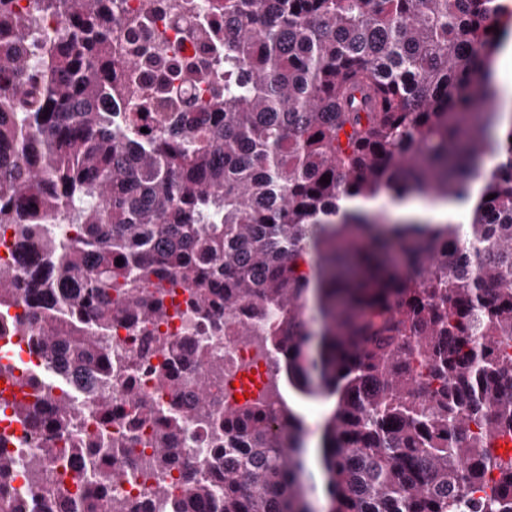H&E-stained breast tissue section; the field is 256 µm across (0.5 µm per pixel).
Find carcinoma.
<instances>
[{
    "instance_id": "1",
    "label": "carcinoma",
    "mask_w": 512,
    "mask_h": 512,
    "mask_svg": "<svg viewBox=\"0 0 512 512\" xmlns=\"http://www.w3.org/2000/svg\"><path fill=\"white\" fill-rule=\"evenodd\" d=\"M224 83L199 102L162 83L122 119L112 0H0V225L53 262L0 266V304L27 290L10 332L69 370L112 373V321L160 325L167 299L207 315L246 309L288 384L336 397L319 447L326 512H512V113L493 81L512 38L498 0H211ZM62 17L49 41L37 21ZM147 132H141V129ZM471 220L394 223L340 201L412 195L466 203ZM327 176L330 183L320 182ZM494 198L487 199L488 195ZM54 224H76L65 242ZM123 264L117 265V259ZM320 323L310 329V316ZM154 367L175 388L172 360ZM211 412L209 383L194 379ZM44 384L15 412L62 433L70 405ZM102 420L112 400L90 384ZM224 500L214 512H318L302 422L227 406ZM180 423L151 441L153 493L167 494ZM0 444V512H28ZM103 464L81 497L49 512H97ZM208 482L177 512H201Z\"/></svg>"
}]
</instances>
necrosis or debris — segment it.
<instances>
[{"mask_svg":"<svg viewBox=\"0 0 512 512\" xmlns=\"http://www.w3.org/2000/svg\"><path fill=\"white\" fill-rule=\"evenodd\" d=\"M145 3L146 0H113L112 13L123 21L122 26L112 30L113 55L119 58L132 55L130 30L135 27L143 37L163 43L168 59L207 56L210 34L199 29L197 17L151 10ZM149 341L177 342L183 366L193 372L205 371L210 359L222 362L221 372L208 377L216 415L207 421L184 418L174 444L175 463L168 477L170 492L164 500L153 497L152 483L143 475L151 455L149 443L165 418L182 415L184 410L194 407L195 387L189 379L175 391L160 386L152 368L163 359V351L155 350L146 361L138 356L140 348ZM4 342L24 378L43 379L55 373L54 362L38 349L35 337L14 335L5 337ZM103 345L113 360L112 381L108 386L112 394V419L101 423L95 398L83 391L84 379L72 373L60 378L56 393L67 398L71 407L68 428L55 446L64 450L66 459L46 463L41 480H32L27 463L46 448L45 434L27 426L14 430L12 403L0 398V436L8 437L9 448L16 457L11 487L26 501L29 512H45L49 490L84 486L87 475L82 468V451L107 439L114 445L115 478L100 501L98 512H112L111 504L115 501L126 502L135 512H172L173 505L183 499L190 478L197 475V459L207 457L217 463L224 460V444L211 433L212 427L220 422L219 410L234 404L239 394L249 395L253 400L268 396L273 410L281 408L282 395L272 392L275 356L263 346L261 337L240 336L237 324L229 322L220 310L215 311L213 322L200 324L189 316L183 296H175L171 317L163 328L116 322L111 334L104 337ZM129 385L134 386L145 406L153 408L152 421L133 423L134 405L125 394Z\"/></svg>","mask_w":512,"mask_h":512,"instance_id":"1","label":"necrosis or debris"}]
</instances>
